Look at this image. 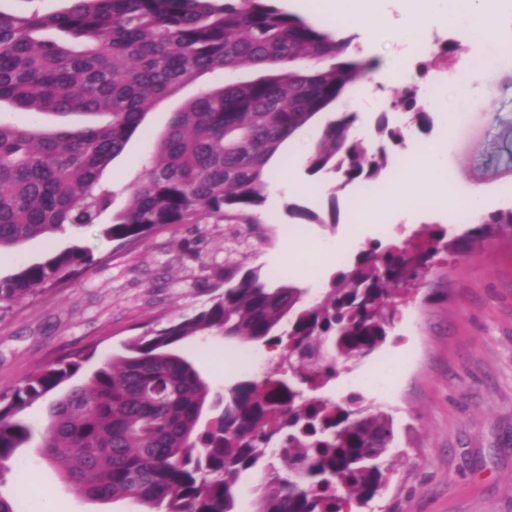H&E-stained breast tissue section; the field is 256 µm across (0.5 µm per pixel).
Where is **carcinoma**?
Masks as SVG:
<instances>
[{
    "instance_id": "obj_1",
    "label": "carcinoma",
    "mask_w": 512,
    "mask_h": 512,
    "mask_svg": "<svg viewBox=\"0 0 512 512\" xmlns=\"http://www.w3.org/2000/svg\"><path fill=\"white\" fill-rule=\"evenodd\" d=\"M50 14L0 10V104L26 122L0 119V250L47 238L68 226L98 223L114 193L103 171L122 156L162 99L204 74L255 75L202 88L172 113L128 207L102 235L123 246L174 224H226L227 240L271 241L257 211L266 199L271 160L287 138L327 118L308 160L315 174L344 183L379 179L384 148L367 154L350 136L355 112L332 108L376 70L375 59L347 55L340 37L281 9L277 0H67ZM387 112H410L431 125L416 87ZM44 115H83L79 127L43 128ZM311 224H336L297 206ZM512 232V210L475 218L448 238L439 225L413 234L418 252L460 256L498 231ZM404 245L372 241L320 293L242 271L227 251L224 286L198 311L170 319L106 357L82 384L49 407L41 454L81 495L128 500L140 512H235L243 475L264 473L254 512H343L374 497L387 478L392 417L358 392L338 401L319 395L341 373L386 342L412 283L402 273ZM94 262L73 244L0 278V310L55 288ZM262 342L280 357L262 379L224 394L211 388L178 346L195 338ZM82 360L50 363L24 382L0 387V475L23 467L19 448L33 428L26 411L56 393ZM211 410L205 424L203 411ZM344 495H339V492Z\"/></svg>"
}]
</instances>
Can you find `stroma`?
I'll list each match as a JSON object with an SVG mask.
<instances>
[{
	"mask_svg": "<svg viewBox=\"0 0 512 512\" xmlns=\"http://www.w3.org/2000/svg\"><path fill=\"white\" fill-rule=\"evenodd\" d=\"M468 64L464 58L457 67L475 92L492 90L490 106L468 109L448 135L445 109L431 105L430 130L407 124L404 143L386 146L395 164L413 155L418 143L436 144L452 201L417 206L411 220L397 221L387 200H380L383 213L371 225L368 240H404L425 224L441 225L452 237L462 235L466 227L453 221L450 205L462 203L473 190L485 195L487 212L512 209V64L478 72ZM223 80L220 74L204 76L202 83L186 85L148 114L144 134L132 138L102 175L115 197L101 223L69 227L50 239L0 251V276L75 241L97 259L62 287L0 312V386L20 383L68 357L84 359V373H92L98 356L121 351L130 337L209 302V287L224 268L223 225L175 224L131 249L106 240L102 227L126 208L125 187L152 154L172 112L200 84ZM322 128V121L314 120L286 140L275 158L279 164L294 161L295 178L312 184V192L294 194L287 182L275 178L260 209L273 239L257 249L244 248L241 258L244 269H260L265 277L290 285L297 282L290 259L303 262L311 270L305 286L313 295L341 265L352 264L355 250L337 253L336 240L359 216L352 199L365 196L363 184L339 191L334 174L308 173ZM291 204L322 215L337 208V222L308 224L304 236L289 235L296 224L287 211ZM183 350L215 392L244 375H262L272 359L268 347L220 337L185 344ZM245 353L256 357V364H244ZM351 391L386 408L398 443L390 452L388 482L357 512H512V236L488 239L434 267L417 295L401 305L386 343L341 374L324 394L336 399ZM26 420L34 435L20 453L31 485L22 492L15 473L0 477V492L19 495L20 512H135L127 501L82 497L42 459L47 402L29 409Z\"/></svg>",
	"mask_w": 512,
	"mask_h": 512,
	"instance_id": "1",
	"label": "stroma"
}]
</instances>
